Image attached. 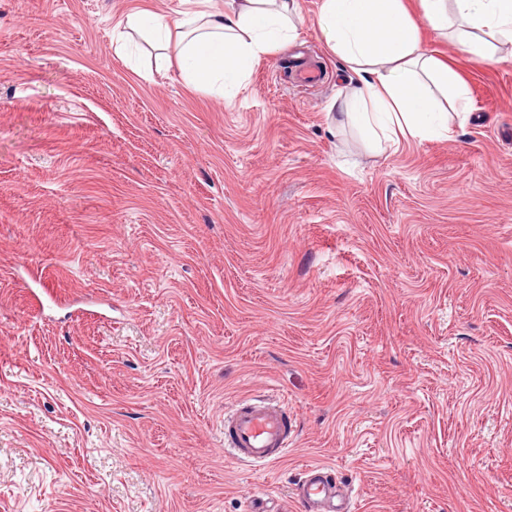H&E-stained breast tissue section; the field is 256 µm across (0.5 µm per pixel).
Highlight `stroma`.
Here are the masks:
<instances>
[{
    "instance_id": "obj_1",
    "label": "stroma",
    "mask_w": 512,
    "mask_h": 512,
    "mask_svg": "<svg viewBox=\"0 0 512 512\" xmlns=\"http://www.w3.org/2000/svg\"><path fill=\"white\" fill-rule=\"evenodd\" d=\"M183 0H0V512H512V46L454 137L333 136L311 28L232 99L120 29ZM321 79L296 83L300 68ZM285 397L286 458L224 453ZM293 442L288 408L268 396L238 402L224 415V452L246 464H275ZM293 502L301 512H350L346 491L340 489L330 470L311 465L297 485Z\"/></svg>"
}]
</instances>
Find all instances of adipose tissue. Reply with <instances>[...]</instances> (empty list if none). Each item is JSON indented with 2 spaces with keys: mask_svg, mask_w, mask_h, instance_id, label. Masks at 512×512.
Instances as JSON below:
<instances>
[{
  "mask_svg": "<svg viewBox=\"0 0 512 512\" xmlns=\"http://www.w3.org/2000/svg\"><path fill=\"white\" fill-rule=\"evenodd\" d=\"M304 18L298 0H225L220 12L184 11L169 22L129 15L161 46L179 41L184 79L234 97L254 65L292 43ZM317 32L347 74L329 111L337 128L354 126L364 145L382 152L405 138H450L471 111L468 84L446 60L424 50L422 30L455 41L472 59L492 63L512 45V0H321Z\"/></svg>",
  "mask_w": 512,
  "mask_h": 512,
  "instance_id": "1",
  "label": "adipose tissue"
}]
</instances>
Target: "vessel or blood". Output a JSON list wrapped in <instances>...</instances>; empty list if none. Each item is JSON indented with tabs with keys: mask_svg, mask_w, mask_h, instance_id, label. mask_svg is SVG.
Wrapping results in <instances>:
<instances>
[{
	"mask_svg": "<svg viewBox=\"0 0 512 512\" xmlns=\"http://www.w3.org/2000/svg\"><path fill=\"white\" fill-rule=\"evenodd\" d=\"M293 442V421L285 405L262 396L238 402L224 416V451L246 464H274ZM300 512H351L346 491L330 470L309 466L296 488Z\"/></svg>",
	"mask_w": 512,
	"mask_h": 512,
	"instance_id": "1",
	"label": "vessel or blood"
}]
</instances>
